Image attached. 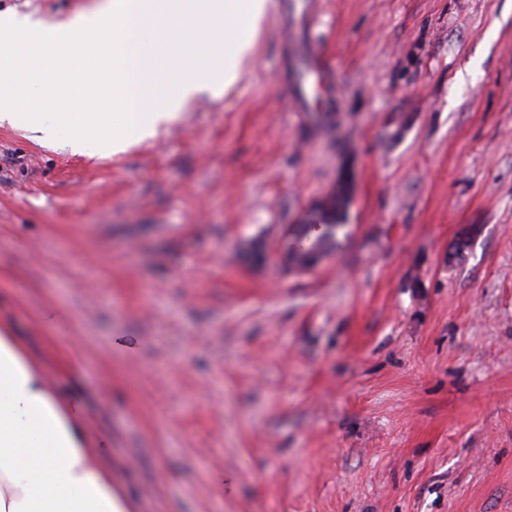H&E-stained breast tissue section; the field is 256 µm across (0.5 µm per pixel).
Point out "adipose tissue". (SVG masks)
I'll return each instance as SVG.
<instances>
[{
    "mask_svg": "<svg viewBox=\"0 0 512 512\" xmlns=\"http://www.w3.org/2000/svg\"><path fill=\"white\" fill-rule=\"evenodd\" d=\"M90 440L83 400L50 383L42 364L0 320V512H129Z\"/></svg>",
    "mask_w": 512,
    "mask_h": 512,
    "instance_id": "adipose-tissue-1",
    "label": "adipose tissue"
}]
</instances>
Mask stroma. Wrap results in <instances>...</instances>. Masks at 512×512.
Returning a JSON list of instances; mask_svg holds the SVG:
<instances>
[{"mask_svg": "<svg viewBox=\"0 0 512 512\" xmlns=\"http://www.w3.org/2000/svg\"><path fill=\"white\" fill-rule=\"evenodd\" d=\"M313 12L320 122L275 8L223 95L124 153L1 126L0 316L132 512H512V0ZM343 176L336 249L286 267Z\"/></svg>", "mask_w": 512, "mask_h": 512, "instance_id": "obj_1", "label": "stroma"}]
</instances>
